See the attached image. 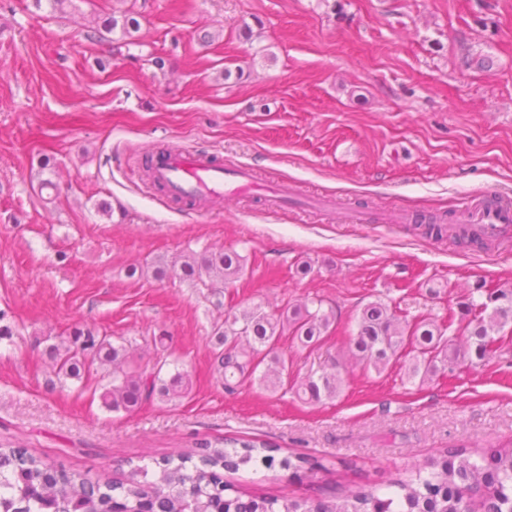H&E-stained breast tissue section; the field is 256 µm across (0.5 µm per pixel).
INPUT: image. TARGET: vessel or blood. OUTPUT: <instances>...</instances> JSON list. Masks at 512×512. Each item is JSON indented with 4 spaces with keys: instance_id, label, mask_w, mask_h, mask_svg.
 <instances>
[{
    "instance_id": "1",
    "label": "vessel or blood",
    "mask_w": 512,
    "mask_h": 512,
    "mask_svg": "<svg viewBox=\"0 0 512 512\" xmlns=\"http://www.w3.org/2000/svg\"><path fill=\"white\" fill-rule=\"evenodd\" d=\"M151 184L163 187L175 202L189 205L203 214L225 198L260 196L272 206L279 205L285 191L257 180L249 167L228 169L190 149L170 147L154 153L147 163ZM476 235L487 240L512 236V209L485 200L473 213Z\"/></svg>"
}]
</instances>
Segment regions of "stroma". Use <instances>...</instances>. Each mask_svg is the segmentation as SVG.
Segmentation results:
<instances>
[{
	"label": "stroma",
	"instance_id": "1",
	"mask_svg": "<svg viewBox=\"0 0 512 512\" xmlns=\"http://www.w3.org/2000/svg\"><path fill=\"white\" fill-rule=\"evenodd\" d=\"M113 15L138 29L106 32ZM167 145L250 166L287 199L192 213L136 168ZM488 192L512 199V0H0V445L104 482L247 436L371 486L462 441L497 447L512 437L510 330L484 365L423 387L358 369L320 403L225 393L210 344L225 309L308 295L336 329L313 349L283 339L295 376L336 357L379 297L457 335L470 288L512 289V240L464 247L387 218ZM227 248L247 273L221 295L128 275ZM79 326L138 350L146 373L188 372L189 394L113 411L107 369L57 378L47 350ZM232 480L247 496L336 491L280 468Z\"/></svg>",
	"mask_w": 512,
	"mask_h": 512
}]
</instances>
